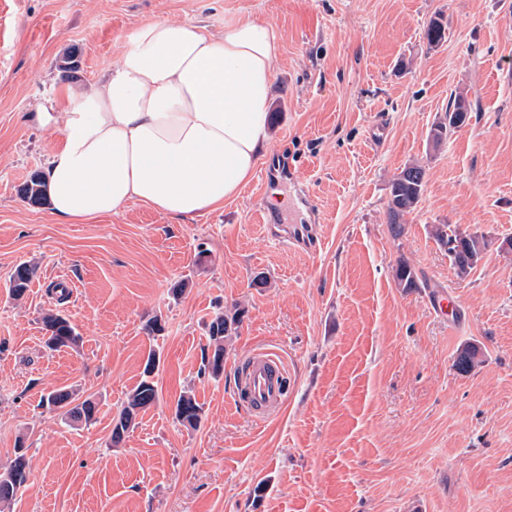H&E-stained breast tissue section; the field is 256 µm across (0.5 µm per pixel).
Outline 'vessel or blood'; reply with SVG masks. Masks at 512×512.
<instances>
[{
	"instance_id": "vessel-or-blood-1",
	"label": "vessel or blood",
	"mask_w": 512,
	"mask_h": 512,
	"mask_svg": "<svg viewBox=\"0 0 512 512\" xmlns=\"http://www.w3.org/2000/svg\"><path fill=\"white\" fill-rule=\"evenodd\" d=\"M288 397V374L280 356L272 351L251 355L239 374L236 399L251 411L273 414Z\"/></svg>"
}]
</instances>
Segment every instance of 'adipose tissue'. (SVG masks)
Instances as JSON below:
<instances>
[{
  "mask_svg": "<svg viewBox=\"0 0 512 512\" xmlns=\"http://www.w3.org/2000/svg\"><path fill=\"white\" fill-rule=\"evenodd\" d=\"M277 57L276 30L251 17L220 36L137 27L108 75L62 99L44 173L52 214L80 224L136 201L189 224L222 209L268 152Z\"/></svg>",
  "mask_w": 512,
  "mask_h": 512,
  "instance_id": "adipose-tissue-1",
  "label": "adipose tissue"
}]
</instances>
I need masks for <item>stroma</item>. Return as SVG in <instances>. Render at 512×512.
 <instances>
[{
  "mask_svg": "<svg viewBox=\"0 0 512 512\" xmlns=\"http://www.w3.org/2000/svg\"><path fill=\"white\" fill-rule=\"evenodd\" d=\"M242 16L278 34L270 189L251 178L191 224L137 202L64 224L24 201L60 135L29 113L58 114L64 91L112 69L144 22L220 35ZM434 19L446 39L432 47ZM69 50L79 67L65 74ZM457 96L471 117L433 145ZM414 162L424 191L396 235L390 184ZM269 209L316 225V242L272 239L258 221ZM435 224L483 237L468 277ZM510 237L512 0H0V470L20 449L29 462L8 512H512ZM402 260L423 287L397 285ZM21 264L36 275L17 300ZM58 275L74 284L63 297ZM440 293L457 324L434 313ZM237 309L212 376L209 325ZM49 313L72 323L77 346L45 347ZM155 317L163 330L147 334ZM467 344L480 354L463 372ZM258 349L288 368L287 402L263 421L232 397L235 367ZM153 350L157 399L112 445ZM64 387L96 403L93 423L41 406ZM186 392L202 407L194 428L174 416Z\"/></svg>",
  "mask_w": 512,
  "mask_h": 512,
  "instance_id": "35a3bbf8",
  "label": "stroma"
}]
</instances>
